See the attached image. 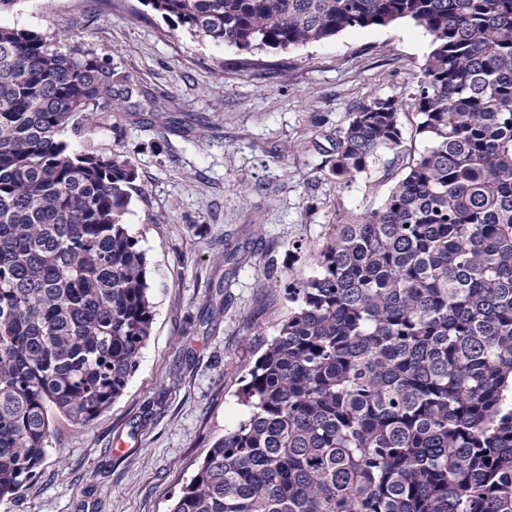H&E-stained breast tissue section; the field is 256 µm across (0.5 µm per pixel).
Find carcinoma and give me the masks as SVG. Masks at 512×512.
I'll return each mask as SVG.
<instances>
[{"label": "carcinoma", "instance_id": "cac0c4a2", "mask_svg": "<svg viewBox=\"0 0 512 512\" xmlns=\"http://www.w3.org/2000/svg\"><path fill=\"white\" fill-rule=\"evenodd\" d=\"M240 50L411 20L427 147L380 209L334 224L249 368L248 408L171 512H512V0H143ZM135 84L88 50L0 26V497L125 391L151 335L137 169L91 144ZM375 97L332 171L401 143ZM69 131L78 148L62 139Z\"/></svg>", "mask_w": 512, "mask_h": 512}]
</instances>
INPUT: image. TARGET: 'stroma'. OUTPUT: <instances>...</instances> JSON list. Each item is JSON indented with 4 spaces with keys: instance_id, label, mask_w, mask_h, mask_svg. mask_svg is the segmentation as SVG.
Masks as SVG:
<instances>
[{
    "instance_id": "35a3bbf8",
    "label": "stroma",
    "mask_w": 512,
    "mask_h": 512,
    "mask_svg": "<svg viewBox=\"0 0 512 512\" xmlns=\"http://www.w3.org/2000/svg\"><path fill=\"white\" fill-rule=\"evenodd\" d=\"M0 25L96 53L136 85L93 143L137 168L125 222L146 254L151 336L123 395L88 426L54 423L47 455L0 512H169L224 433L331 225L378 209L426 141L410 97L432 37L402 20L288 51L171 30L141 0H17ZM402 101L401 145L331 171L351 112Z\"/></svg>"
}]
</instances>
